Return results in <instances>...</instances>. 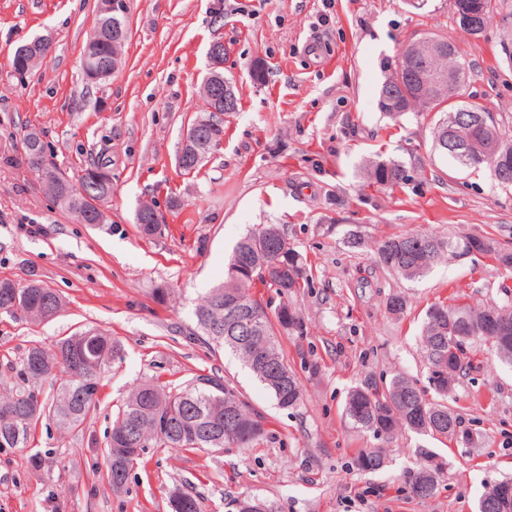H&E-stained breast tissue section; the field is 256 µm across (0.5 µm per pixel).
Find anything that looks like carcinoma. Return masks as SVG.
<instances>
[{"instance_id": "carcinoma-1", "label": "carcinoma", "mask_w": 512, "mask_h": 512, "mask_svg": "<svg viewBox=\"0 0 512 512\" xmlns=\"http://www.w3.org/2000/svg\"><path fill=\"white\" fill-rule=\"evenodd\" d=\"M503 7V0H454V22L464 32L468 23L481 18L489 21ZM95 40H86L84 50L96 52L115 71L122 65V45L127 38L126 19L116 22L110 16L97 20ZM418 54L426 55L424 78L408 76L399 64L395 76L379 89L377 106L393 119L416 109L437 112L432 127V149L446 158L448 151L440 142L448 137L467 141L472 135L467 124L448 125V115L459 113L465 119L486 122V135L497 140L504 163L512 165V136L506 134L486 104H473L464 94L448 90L439 79L456 68L463 82H468L470 64L462 46L451 36L419 42ZM35 141L24 140L20 163L38 173L34 154L47 155L41 133ZM462 170L487 169L495 184L500 180L498 162L473 154L464 162L455 160ZM369 179L380 186H399L409 180L406 166L399 160H379L370 164ZM45 191L74 219L83 224L106 223L105 216L89 201L88 194L102 193L91 182L57 184L42 182ZM492 253L495 260L512 268V246L492 243L480 236L451 235L441 239L428 232L395 234L377 248L376 259L383 268L405 279L426 276L441 259L463 256L472 251ZM275 289L280 306L272 322L267 305L255 298L256 283ZM308 283L300 253L274 224L251 231L242 237L228 258L224 283L212 289L197 307L195 316L201 334L196 339L232 351L269 391L282 410H295L302 401L296 375L288 368L278 347L277 329L302 332L303 324L288 300ZM63 306L62 298L41 281L20 287L9 279L0 280V312L35 321L55 318ZM485 340L503 360L512 363V293L490 306L469 304L431 305L421 331L422 348L429 374L440 375L431 384L436 398L431 399L410 377L395 376L386 390L365 385L352 388L346 396L343 414L356 428L375 436H391L404 428L416 434L432 436L462 435L471 441V433L461 429L455 411L448 407L463 372L470 368L467 344ZM122 344L99 329H89L59 341L54 348L38 344L27 348L21 359L19 377L22 386L0 396V448H23L31 426L43 419L53 420L63 430L75 429L96 410V393L90 384L98 383L101 370L122 359ZM59 378L58 391L51 398L42 396L36 385L48 376ZM265 433L264 417L223 383L199 378L190 387H167L143 383L133 388L119 406L112 431L106 442V468L109 483L120 491L130 471L148 445L173 451L201 450L220 452L226 448L245 447ZM356 465L363 472L383 468L382 450L369 449L360 454ZM411 492L428 498L436 490V480L427 458L420 457L407 470ZM512 486L511 479L486 487L478 501V512H502L495 507L499 488ZM171 512H201V502L189 491L177 488L169 499ZM236 512H276L274 504L255 498L235 501Z\"/></svg>"}]
</instances>
